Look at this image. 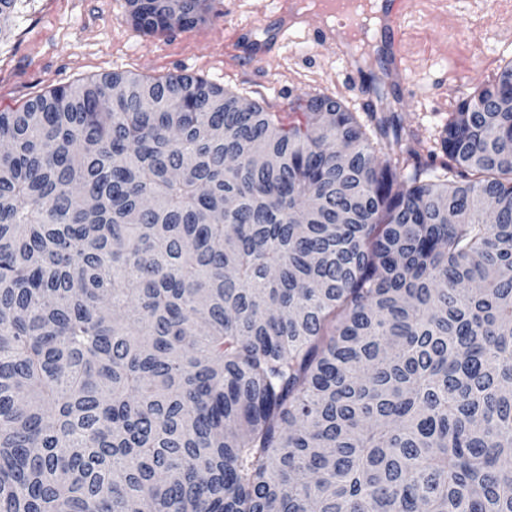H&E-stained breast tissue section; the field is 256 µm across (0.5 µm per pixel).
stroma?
<instances>
[{"mask_svg": "<svg viewBox=\"0 0 512 512\" xmlns=\"http://www.w3.org/2000/svg\"><path fill=\"white\" fill-rule=\"evenodd\" d=\"M287 7L288 0H210L196 26L147 34L128 21L126 0H16L10 29L0 36V109L58 86L132 72L201 76L274 112L323 93L363 118L377 100L374 75L424 157L438 149L458 101L512 62V0H394L400 83L385 77L381 34L358 52L318 40L322 6L310 10V27L275 38Z\"/></svg>", "mask_w": 512, "mask_h": 512, "instance_id": "35a3bbf8", "label": "stroma"}]
</instances>
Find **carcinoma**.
<instances>
[{
    "instance_id": "cac0c4a2",
    "label": "carcinoma",
    "mask_w": 512,
    "mask_h": 512,
    "mask_svg": "<svg viewBox=\"0 0 512 512\" xmlns=\"http://www.w3.org/2000/svg\"><path fill=\"white\" fill-rule=\"evenodd\" d=\"M1 144L0 512H512V64L435 181L392 116L200 76L54 88Z\"/></svg>"
}]
</instances>
